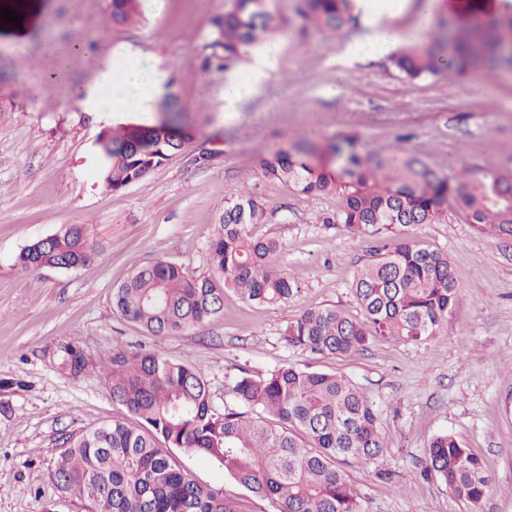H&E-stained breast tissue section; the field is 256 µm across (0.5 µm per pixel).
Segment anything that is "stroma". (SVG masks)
<instances>
[{"mask_svg": "<svg viewBox=\"0 0 512 512\" xmlns=\"http://www.w3.org/2000/svg\"><path fill=\"white\" fill-rule=\"evenodd\" d=\"M300 0H269L282 59L269 92L249 111L224 113L199 84L211 19L224 0H164L160 12L116 25L112 0H0L33 18L31 41L48 36L69 56L70 80L91 82L110 49L151 51L169 77L166 94L193 138L162 166L114 191L104 184L97 140L127 122L156 123L155 112L83 111L65 87L30 89L47 73L45 58L13 52L14 26L0 20V512H89L50 477L69 436L92 430L125 410L113 404L99 359L123 345L190 361L207 373L216 406L241 369L264 373L295 365L343 374L374 401L386 446L348 475L366 512H471L436 478L422 477L425 450L438 433L454 435L492 478L478 512H512V239L476 231L455 209L413 228L426 247L446 252L459 295L437 338L417 347L376 340L338 359L289 345L286 327L303 311L335 307L359 315L356 271L394 234L356 236L330 223L339 196H305L264 178L257 157L300 139L334 166L331 146L358 136L367 150L402 149L432 169L479 177L512 172V79L486 77L482 98L465 81H411L390 58L344 71L343 95L323 96L336 70V41L298 12ZM258 196L260 236L280 240L279 265L301 282L280 305H258L234 292L203 326L152 336L112 304L113 289L139 267L165 258L190 276L208 273L209 241L230 194ZM67 224L87 225L99 247L78 269L17 264L20 252ZM86 366L72 374L65 346ZM181 468L204 485L243 497L246 512H271L247 497L209 460L176 452Z\"/></svg>", "mask_w": 512, "mask_h": 512, "instance_id": "1", "label": "stroma"}]
</instances>
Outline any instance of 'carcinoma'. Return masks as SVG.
Listing matches in <instances>:
<instances>
[{
	"mask_svg": "<svg viewBox=\"0 0 512 512\" xmlns=\"http://www.w3.org/2000/svg\"><path fill=\"white\" fill-rule=\"evenodd\" d=\"M138 0H112V23L129 21ZM354 0H302L300 14L337 34L356 24ZM273 23L268 0H225L211 21L204 67L225 70L241 49L263 42ZM409 80L467 72L512 71V11L471 25L438 29L424 44L392 55ZM191 138L170 121L129 124L99 139L104 179L116 191L167 161ZM313 144L292 143L259 160L261 174L298 194L334 192L341 206L330 223L359 235L431 224L448 208L478 230L512 238V175L451 179L402 152L365 155L351 138L333 151L339 165L313 163ZM265 213L256 197L225 198L210 242L211 273L188 277L175 262L139 267L113 290L112 303L152 335L185 331L217 316L233 291L262 305L288 302L298 281L276 263L275 237L257 236ZM95 255L84 224H69L18 256L23 270L77 269ZM352 292L363 318L334 307L304 311L288 325V343L343 358L375 339L422 345L437 336L458 295L448 254L410 237L377 252L357 270ZM112 401L139 420L123 419L67 441L52 479L87 501L91 512H243V500L224 487L202 485L181 470L173 449L214 463L234 484L271 504L273 512H365L364 499L344 466L371 460L385 448L375 404L336 372L281 366L265 374L244 371L228 388L237 408H218L205 371L151 351L118 349L103 361ZM424 474L478 512L491 477L451 434L432 438Z\"/></svg>",
	"mask_w": 512,
	"mask_h": 512,
	"instance_id": "obj_1",
	"label": "carcinoma"
}]
</instances>
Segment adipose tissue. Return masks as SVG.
Wrapping results in <instances>:
<instances>
[{"label": "adipose tissue", "instance_id": "adipose-tissue-1", "mask_svg": "<svg viewBox=\"0 0 512 512\" xmlns=\"http://www.w3.org/2000/svg\"><path fill=\"white\" fill-rule=\"evenodd\" d=\"M410 7L415 10V29L420 33L429 31L439 15L454 16L461 25L471 22L464 0H357L361 31L339 43L337 64L348 66L389 56L406 39L393 19ZM39 51L53 61L48 80L68 85L70 95L87 111L107 113L114 108H131L151 112L164 94L167 74L152 53L131 47L118 49L96 71L93 83L82 87L70 84L67 62L58 55L54 44L43 43ZM243 53L245 63L225 73L223 83L214 89L224 101L225 112L230 114L245 111L252 97L266 91L279 69L282 46L274 42L259 50L244 48ZM103 88L111 89V103L101 100L99 91Z\"/></svg>", "mask_w": 512, "mask_h": 512}]
</instances>
